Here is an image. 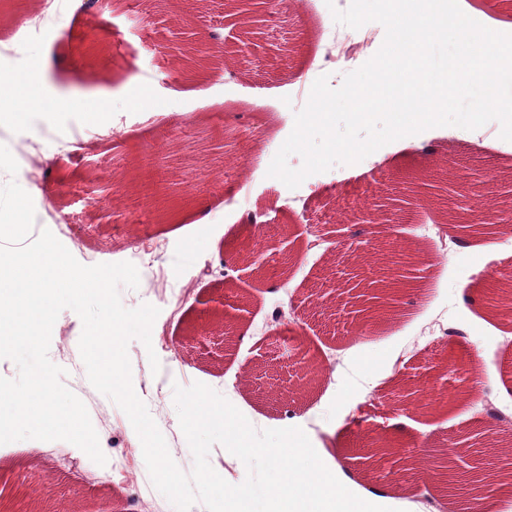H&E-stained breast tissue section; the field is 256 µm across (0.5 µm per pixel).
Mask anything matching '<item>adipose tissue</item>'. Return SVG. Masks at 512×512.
Here are the masks:
<instances>
[{
	"label": "adipose tissue",
	"mask_w": 512,
	"mask_h": 512,
	"mask_svg": "<svg viewBox=\"0 0 512 512\" xmlns=\"http://www.w3.org/2000/svg\"><path fill=\"white\" fill-rule=\"evenodd\" d=\"M50 60L33 57L21 70H0V92L11 97L15 109L12 119L22 122L45 116L55 105L46 85ZM183 424L198 442L218 433L234 440L244 455L270 457L278 472L287 474V484L272 483L263 490L225 488L221 476L206 478L209 494L218 500L252 503V512H371L369 496L354 493V479L340 468L324 467L319 449L293 427H284L276 441L263 448L252 444L247 425L228 407L213 408L207 397L187 403Z\"/></svg>",
	"instance_id": "1"
}]
</instances>
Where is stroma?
Returning a JSON list of instances; mask_svg holds the SVG:
<instances>
[{"mask_svg":"<svg viewBox=\"0 0 512 512\" xmlns=\"http://www.w3.org/2000/svg\"><path fill=\"white\" fill-rule=\"evenodd\" d=\"M65 2L53 33L31 41L25 22L35 0H0V44L18 46L25 60L56 58L46 82L62 102L29 128L0 120V141L44 143V171L80 186L54 204L49 226L80 263L154 256L138 288L120 290L125 307L160 310L151 346L132 340L128 356L135 392L182 471L191 472L193 457L173 388L196 381L255 429L299 428L324 464L357 477L359 494L382 487L368 473L374 440L451 460L463 474L472 449L512 435V323L485 301L512 269V223L493 219L512 195V142L498 122L480 137L431 128L413 143L381 147L377 161L335 165L292 190L267 170L294 123L288 90L311 72L334 22L317 0L274 8L267 0ZM212 31L224 36L222 55L209 53ZM91 107L108 108L118 137L59 153L55 138L85 125ZM246 149L253 165L238 158ZM173 184L209 202L205 223L159 218L156 201ZM368 209L384 222L366 223ZM250 214L260 223H246ZM452 232L481 252L445 249ZM385 242L428 255L407 269L392 311L369 323L361 310L377 292L371 258ZM219 296L227 311L244 309L226 334L206 312ZM81 332L79 316L63 310L53 363L80 364ZM79 397L105 456L125 452L126 469L97 465L66 441H15L0 445V496L27 492L30 512H173L144 490L149 473L125 413L91 385ZM487 400L498 419L485 416ZM502 469L494 460L449 496L424 492L380 508L416 512L422 500L448 512L453 497L480 512L475 498Z\"/></svg>","mask_w":512,"mask_h":512,"instance_id":"35a3bbf8","label":"stroma"}]
</instances>
